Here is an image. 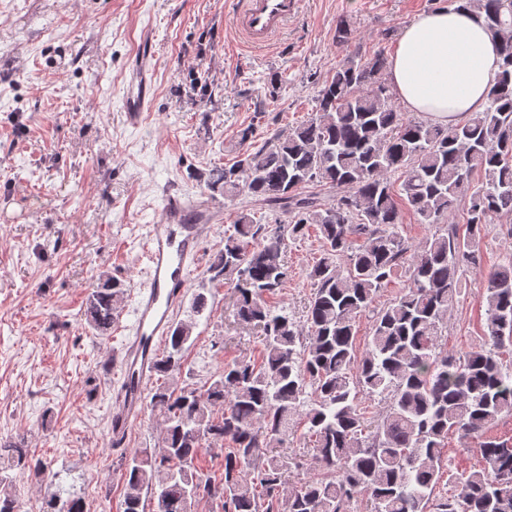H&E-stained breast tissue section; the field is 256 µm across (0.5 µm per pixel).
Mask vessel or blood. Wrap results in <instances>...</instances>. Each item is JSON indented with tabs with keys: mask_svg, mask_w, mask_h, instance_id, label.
Listing matches in <instances>:
<instances>
[{
	"mask_svg": "<svg viewBox=\"0 0 512 512\" xmlns=\"http://www.w3.org/2000/svg\"><path fill=\"white\" fill-rule=\"evenodd\" d=\"M235 26L244 41L259 49L298 18L301 0H229ZM154 45L143 39L129 66L130 80L122 109L130 117L146 111L154 98ZM201 212L189 211L177 199H169L165 218L152 225L144 255L149 284L141 289L131 336L123 342L121 381L109 416L114 442H121L144 413L145 388L160 357V344L172 326V314L181 305L190 276V263L198 256L206 227Z\"/></svg>",
	"mask_w": 512,
	"mask_h": 512,
	"instance_id": "1",
	"label": "vessel or blood"
}]
</instances>
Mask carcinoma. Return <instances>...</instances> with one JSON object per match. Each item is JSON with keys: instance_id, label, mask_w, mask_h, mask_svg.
Here are the masks:
<instances>
[{"instance_id": "obj_1", "label": "carcinoma", "mask_w": 512, "mask_h": 512, "mask_svg": "<svg viewBox=\"0 0 512 512\" xmlns=\"http://www.w3.org/2000/svg\"><path fill=\"white\" fill-rule=\"evenodd\" d=\"M493 34H502L501 70L487 106L450 125L412 119L392 100L380 51L347 57L326 80L315 112L288 134L259 147L252 130L230 166L209 171L212 195L253 197L291 214L271 232L240 213L207 282L233 285L234 317L260 332L261 360L242 354L200 390L179 385L194 323L174 325L156 367L150 399L163 421L156 448L124 463V512H193L218 501L224 512H512V441L487 431L512 416V250L480 282L483 342L456 357L443 338L463 273L481 269L487 225L512 223V0H469ZM400 174L399 190L390 175ZM480 179H475V175ZM343 189L330 204L299 189ZM404 199L434 232L412 245L400 233ZM465 224L448 223L458 208ZM315 227L320 257L308 271L312 293L304 324L270 298L284 287L285 236ZM407 266L398 297L374 307L377 293ZM126 285L112 277L88 294L85 320L109 335ZM372 314L364 352L356 322ZM388 402L366 416L363 403ZM302 417L315 451L312 477L288 484L280 451ZM474 440L483 467L460 473L452 492L437 493L448 436ZM224 449L223 471L196 465L204 446ZM42 478L48 466L25 441H0V512H20L11 471ZM41 512H86L81 497L59 490Z\"/></svg>"}]
</instances>
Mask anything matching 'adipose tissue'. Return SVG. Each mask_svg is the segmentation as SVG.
<instances>
[{"label": "adipose tissue", "instance_id": "ef3b65f1", "mask_svg": "<svg viewBox=\"0 0 512 512\" xmlns=\"http://www.w3.org/2000/svg\"><path fill=\"white\" fill-rule=\"evenodd\" d=\"M499 47L467 0L418 16L390 59L398 103L445 125L483 111L500 71Z\"/></svg>", "mask_w": 512, "mask_h": 512}]
</instances>
